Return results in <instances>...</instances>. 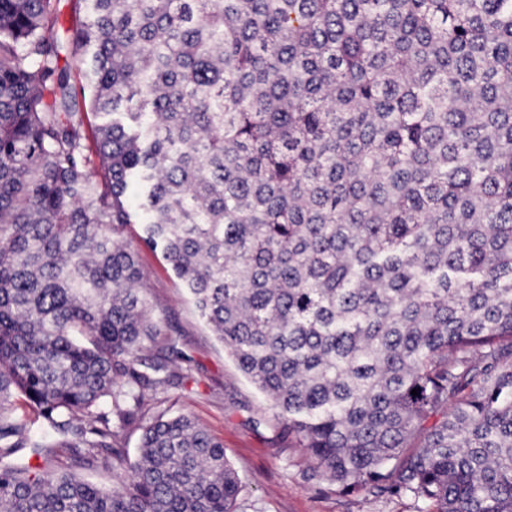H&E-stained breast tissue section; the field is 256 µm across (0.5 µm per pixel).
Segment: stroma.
<instances>
[{
  "label": "stroma",
  "mask_w": 512,
  "mask_h": 512,
  "mask_svg": "<svg viewBox=\"0 0 512 512\" xmlns=\"http://www.w3.org/2000/svg\"><path fill=\"white\" fill-rule=\"evenodd\" d=\"M142 235L141 225L129 226L127 238L147 276L143 293L160 320L156 344H175L184 354L172 384L159 394L144 392V404L191 415L223 441L242 482L237 512H418L422 503L412 495L369 486L346 492L316 469L212 335L161 251Z\"/></svg>",
  "instance_id": "obj_1"
}]
</instances>
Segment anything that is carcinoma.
Wrapping results in <instances>:
<instances>
[{"mask_svg":"<svg viewBox=\"0 0 512 512\" xmlns=\"http://www.w3.org/2000/svg\"><path fill=\"white\" fill-rule=\"evenodd\" d=\"M57 2L0 0V512H235L223 443L144 406L175 347L142 357L135 182L144 242L323 475L512 512V0H93L71 57L96 47L90 112L121 116L94 126ZM55 465L57 466L56 468L60 470L107 486L112 485L114 479L112 466L106 467L101 464L88 466L87 464L66 455L60 456L59 462L55 463Z\"/></svg>","mask_w":512,"mask_h":512,"instance_id":"obj_1","label":"carcinoma"}]
</instances>
